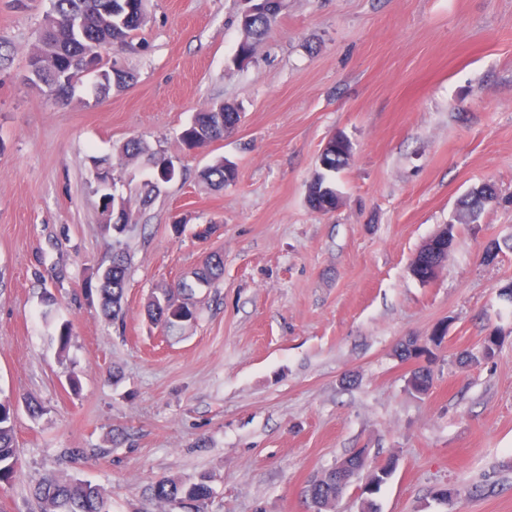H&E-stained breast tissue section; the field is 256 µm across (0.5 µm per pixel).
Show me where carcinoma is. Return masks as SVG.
Instances as JSON below:
<instances>
[{
	"label": "carcinoma",
	"instance_id": "cac0c4a2",
	"mask_svg": "<svg viewBox=\"0 0 512 512\" xmlns=\"http://www.w3.org/2000/svg\"><path fill=\"white\" fill-rule=\"evenodd\" d=\"M138 0H52L51 10L46 14L40 46L29 54V59L40 63V79L55 87L56 77L77 55L100 49L117 51L138 31L142 23L136 19ZM281 12L275 4L268 15H258L240 25L243 39L237 46L236 54L240 61L252 58L256 43L272 30ZM99 74L97 91L99 95L109 94L112 87H122L132 75L128 71L115 78L110 60L98 56ZM240 116L233 103H215L196 113L190 125L182 133L183 142L193 147L198 143H210L224 139L234 128V117ZM332 147L324 148L323 171L309 185L307 201L317 211H331L340 202L336 198V188L327 179V174L335 173L347 165L348 154L344 145L331 138ZM201 178L214 187H224L235 182L236 166L224 159L217 160L201 172ZM484 187L470 190L460 200L461 217L472 219L477 213L473 201L483 195ZM118 249L112 253L111 264L99 275L98 294L102 310L112 320L123 318L122 305L128 273L127 257L121 248V240H115ZM223 272V260L212 258L203 267L191 271L180 278L176 287L166 289L159 296L152 297L147 305L146 316L154 324L170 326L178 322L197 318L198 310L190 303L194 289L210 286ZM500 341L498 336L485 337L479 354L466 356L470 361L488 359L495 355ZM16 409L8 401H0V481L11 479L18 471L19 456L15 443ZM318 494L312 499L317 507L315 512H329L336 502L335 474L328 471L314 481ZM36 499L42 504L41 512H109L105 491L74 477L47 474L34 488ZM211 488L203 479L187 482L180 478H167L153 486L152 497L164 506L163 512H175L183 507L204 512Z\"/></svg>",
	"mask_w": 512,
	"mask_h": 512
}]
</instances>
